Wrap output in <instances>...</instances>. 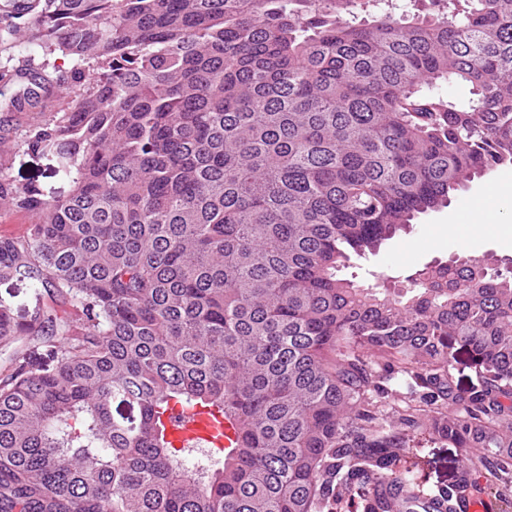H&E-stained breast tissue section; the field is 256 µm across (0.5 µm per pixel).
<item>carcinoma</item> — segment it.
I'll list each match as a JSON object with an SVG mask.
<instances>
[{
	"label": "carcinoma",
	"mask_w": 512,
	"mask_h": 512,
	"mask_svg": "<svg viewBox=\"0 0 512 512\" xmlns=\"http://www.w3.org/2000/svg\"><path fill=\"white\" fill-rule=\"evenodd\" d=\"M431 4L403 25L393 0L0 3V44L36 45L64 88L27 145L73 184L46 200L0 167V205L35 217L0 237V281L82 314L0 303V512H393L388 479L455 512L476 472L512 504V264L337 277L512 164V0ZM460 82L472 97L442 93ZM173 404L234 417L240 448L176 447ZM420 428L479 464L420 488L400 472ZM38 293L29 280L0 281V301L9 306L15 318L29 320L38 309L53 313L62 319L77 321L78 309L70 304H56L43 290ZM453 367L452 373L458 388L467 389L472 382H476L480 366L470 353L464 350L459 351L456 355V361L453 362Z\"/></svg>",
	"instance_id": "obj_1"
}]
</instances>
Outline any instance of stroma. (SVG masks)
Listing matches in <instances>:
<instances>
[{
	"mask_svg": "<svg viewBox=\"0 0 512 512\" xmlns=\"http://www.w3.org/2000/svg\"><path fill=\"white\" fill-rule=\"evenodd\" d=\"M47 118L44 112L8 111L6 100L0 97V136L8 138L0 149L7 154L9 178L16 187L36 188L42 198L52 200L68 195L72 185L58 174V158L53 151H34L26 143L27 135ZM486 195L492 198V220L471 223L474 202ZM460 256L504 262L512 259V165L499 167L488 176L474 177L455 193L448 207L414 221L386 241L376 254L352 258L340 276L370 286L386 281L399 283L425 265ZM0 303L9 306L21 321L29 320L39 310L73 322L78 319L76 307L55 303L27 280L0 281ZM463 458L461 449L418 430L404 451L401 469L416 483L435 489L454 481Z\"/></svg>",
	"mask_w": 512,
	"mask_h": 512,
	"instance_id": "obj_1",
	"label": "stroma"
}]
</instances>
